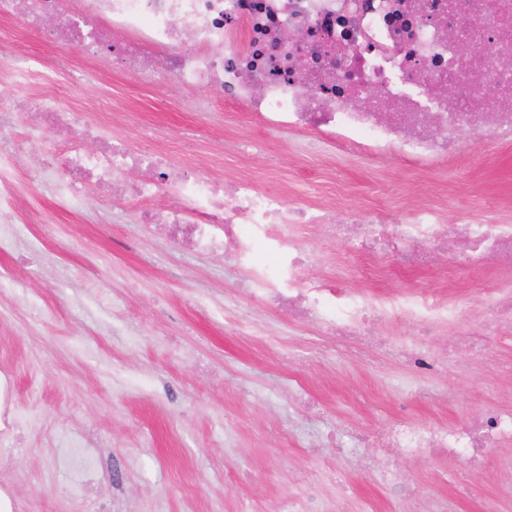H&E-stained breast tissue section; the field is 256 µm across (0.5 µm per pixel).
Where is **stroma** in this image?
<instances>
[{"instance_id":"stroma-1","label":"stroma","mask_w":512,"mask_h":512,"mask_svg":"<svg viewBox=\"0 0 512 512\" xmlns=\"http://www.w3.org/2000/svg\"><path fill=\"white\" fill-rule=\"evenodd\" d=\"M12 55L34 72L56 50L21 26L0 43ZM65 60L66 106L188 171L284 189L341 220L403 218L423 202L445 207L452 224L512 219V140L430 171L341 144L309 149L305 133L256 126L227 105L196 111L195 91L99 76L77 46ZM7 220L16 231L0 240V380L17 395L0 419V497L15 512H277L307 492L322 512H439L450 498L458 512H512L497 470L402 448L376 449L365 467L355 447L357 432L399 421L457 428L511 409L512 335L493 337L469 374H417L271 309L227 256L187 252L99 192L63 207L41 188ZM298 237L317 259L307 276L352 291L460 300L501 283L492 266L460 271L444 253L423 271L391 257L364 266L348 241L307 224ZM408 383L430 399L407 396ZM332 427L347 445L340 457L324 442ZM387 463L412 484L408 500L378 481Z\"/></svg>"}]
</instances>
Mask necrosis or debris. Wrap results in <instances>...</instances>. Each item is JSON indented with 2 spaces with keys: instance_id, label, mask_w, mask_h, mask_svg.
Returning <instances> with one entry per match:
<instances>
[{
  "instance_id": "necrosis-or-debris-1",
  "label": "necrosis or debris",
  "mask_w": 512,
  "mask_h": 512,
  "mask_svg": "<svg viewBox=\"0 0 512 512\" xmlns=\"http://www.w3.org/2000/svg\"><path fill=\"white\" fill-rule=\"evenodd\" d=\"M20 18L32 26L52 21L58 50L106 48L101 71L118 62L140 87L173 81L202 92L203 109L224 99L268 129L313 128L427 167L512 136V66L501 64L512 58V0H0V25ZM301 53L302 68L295 64ZM485 81L497 87L496 98L484 97ZM450 84L449 98L440 89ZM24 109L35 121L15 128L13 99L0 101V216L30 190L9 173L18 142L43 135L36 166L52 172L55 189H113V206L133 210L139 223L163 227L194 251L222 254L242 245L237 263L247 269L260 225H278L265 241L274 256L264 271L266 295L347 340L380 320L416 322L415 336L393 348L417 372L442 362L428 343L441 322L460 323L464 341L475 321L487 336L512 332V283L469 295L462 306L436 293L353 292L304 279L308 257L293 228L315 224L344 233L331 210L297 207L285 194L247 183L228 190L223 180L173 171L164 154L144 158L117 139L86 150L93 114L69 110L54 96L29 98ZM160 197L177 204L154 208ZM449 231L440 211L418 206L404 220L364 217L353 247L366 258L382 244L406 267L424 270L433 257L429 242ZM459 234L467 246L450 256L452 265L492 264L512 273V222L467 223ZM389 437L397 448H446L485 468L490 447L512 442V410L460 429L394 428Z\"/></svg>"
}]
</instances>
